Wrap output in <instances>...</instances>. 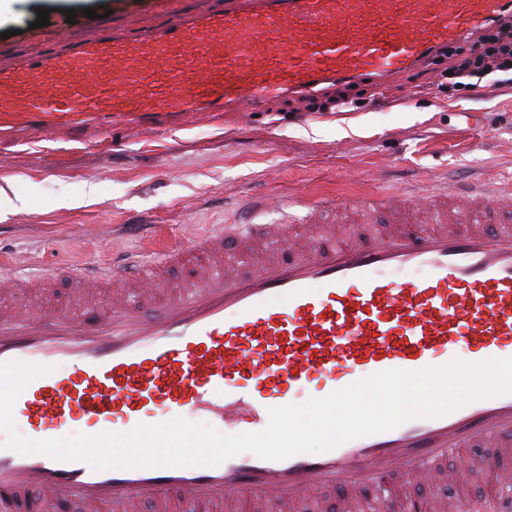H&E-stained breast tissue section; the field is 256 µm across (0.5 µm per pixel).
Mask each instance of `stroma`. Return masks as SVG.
Instances as JSON below:
<instances>
[{"label": "stroma", "instance_id": "1", "mask_svg": "<svg viewBox=\"0 0 512 512\" xmlns=\"http://www.w3.org/2000/svg\"><path fill=\"white\" fill-rule=\"evenodd\" d=\"M200 0H9L0 13V59L38 53L66 10L73 31L92 38L112 28L171 20V7ZM49 11L48 26L34 22ZM108 17L87 18L85 9ZM353 104L312 112L305 101L273 103L262 112L164 115L130 133L98 126L41 136L0 131V187L26 205H0V276L39 263L101 262L130 246L124 224H157L169 237L204 233L230 222L270 224L283 199L321 193L391 192L421 180L453 184L490 177L512 184V84L489 93L449 89L439 72L411 69L378 85L347 88ZM425 213L351 211L347 230L398 223L421 230ZM428 507L438 500L483 499L487 477L462 486L416 487Z\"/></svg>", "mask_w": 512, "mask_h": 512}]
</instances>
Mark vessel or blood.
<instances>
[{
  "label": "vessel or blood",
  "instance_id": "obj_1",
  "mask_svg": "<svg viewBox=\"0 0 512 512\" xmlns=\"http://www.w3.org/2000/svg\"><path fill=\"white\" fill-rule=\"evenodd\" d=\"M512 13V0H211L152 28L79 38L65 30L19 66L0 65V128L49 134L88 123L135 132L158 113L260 110L288 95L317 97L336 82L402 72L448 44ZM392 210L417 205L432 228H395L362 240L339 236L305 245L285 224H227L149 251L112 248L101 264L69 269L74 287L143 286L136 307L77 318L60 310L0 314V362L48 366L18 398L14 419L27 437L126 432L191 413L230 434L268 424L291 392L325 397L371 374L419 371L458 358L512 357V224L474 228L468 215L512 211V191L486 182L466 189L333 196L319 210ZM274 239L286 254L247 272L224 256L229 240ZM195 253L205 262L165 298L150 293L152 271ZM420 271L417 279L409 271ZM60 268L0 281L6 288L50 284ZM481 470L512 485V394L481 399L436 418L355 438L321 454L274 461L244 452L216 466L92 470L0 446V495L102 502L131 512L158 496V512L196 502L231 512L239 491L299 512L318 489L341 503L379 478L409 489L460 482L449 455L485 443ZM470 512H512L492 494Z\"/></svg>",
  "mask_w": 512,
  "mask_h": 512
}]
</instances>
